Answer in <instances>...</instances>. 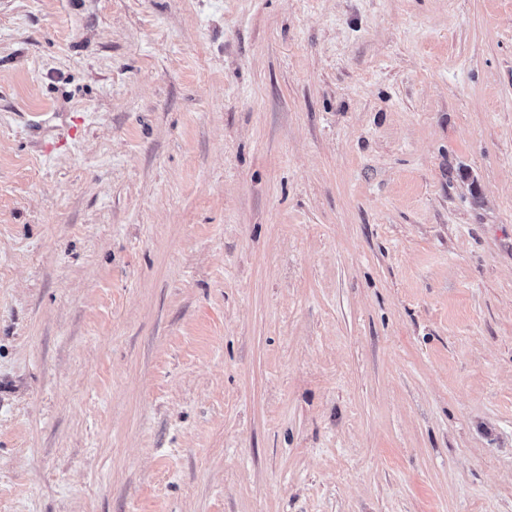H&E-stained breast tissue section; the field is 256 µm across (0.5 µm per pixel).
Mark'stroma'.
<instances>
[{"mask_svg":"<svg viewBox=\"0 0 512 512\" xmlns=\"http://www.w3.org/2000/svg\"><path fill=\"white\" fill-rule=\"evenodd\" d=\"M0 512H512V0H0Z\"/></svg>","mask_w":512,"mask_h":512,"instance_id":"35a3bbf8","label":"stroma"}]
</instances>
